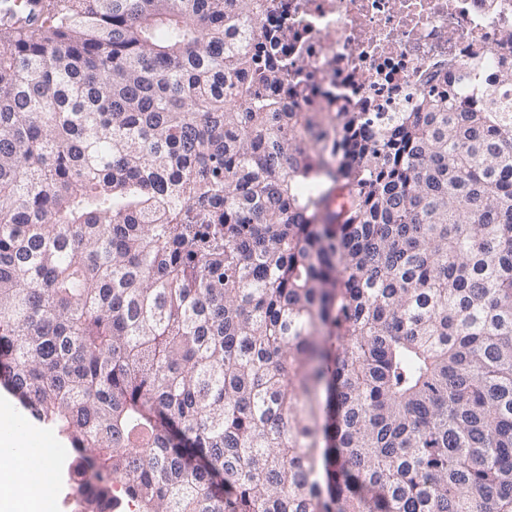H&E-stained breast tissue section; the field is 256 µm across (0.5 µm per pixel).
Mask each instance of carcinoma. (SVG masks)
Returning <instances> with one entry per match:
<instances>
[{"mask_svg": "<svg viewBox=\"0 0 512 512\" xmlns=\"http://www.w3.org/2000/svg\"><path fill=\"white\" fill-rule=\"evenodd\" d=\"M0 31V358L82 512H512V64L290 112L262 0Z\"/></svg>", "mask_w": 512, "mask_h": 512, "instance_id": "cac0c4a2", "label": "carcinoma"}]
</instances>
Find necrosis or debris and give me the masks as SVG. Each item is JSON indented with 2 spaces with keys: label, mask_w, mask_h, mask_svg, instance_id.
<instances>
[{
  "label": "necrosis or debris",
  "mask_w": 512,
  "mask_h": 512,
  "mask_svg": "<svg viewBox=\"0 0 512 512\" xmlns=\"http://www.w3.org/2000/svg\"><path fill=\"white\" fill-rule=\"evenodd\" d=\"M250 25L256 50L279 35V56L306 86L281 92L294 112H399L424 86L467 102L478 77L512 62V0H268ZM448 69L454 81L438 80Z\"/></svg>",
  "instance_id": "necrosis-or-debris-1"
}]
</instances>
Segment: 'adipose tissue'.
<instances>
[{
    "label": "adipose tissue",
    "mask_w": 512,
    "mask_h": 512,
    "mask_svg": "<svg viewBox=\"0 0 512 512\" xmlns=\"http://www.w3.org/2000/svg\"><path fill=\"white\" fill-rule=\"evenodd\" d=\"M35 437L34 430L17 428L11 405L0 400V512H42L49 483L22 454Z\"/></svg>",
    "instance_id": "obj_1"
}]
</instances>
